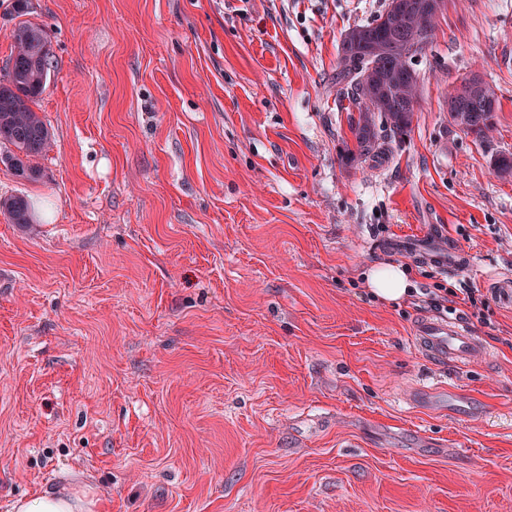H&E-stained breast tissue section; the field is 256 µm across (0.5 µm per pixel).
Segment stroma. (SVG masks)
Masks as SVG:
<instances>
[{
    "instance_id": "1",
    "label": "stroma",
    "mask_w": 512,
    "mask_h": 512,
    "mask_svg": "<svg viewBox=\"0 0 512 512\" xmlns=\"http://www.w3.org/2000/svg\"><path fill=\"white\" fill-rule=\"evenodd\" d=\"M50 45L39 176L0 163V512L58 486L92 512H512V0H446L415 61L412 128L343 159L345 31L386 0H32ZM496 89L485 142L445 97ZM437 269L381 243L432 230ZM457 303L486 352L434 364L422 310L368 269ZM0 208L13 224L31 223L32 207L26 197L14 196L1 199ZM387 245L403 253L418 255L445 270H457L466 259V252L453 242H446L441 232L433 231L430 240L424 244L410 245L397 238H388ZM366 284L373 294L390 301L407 297L411 285L404 269L388 264L372 268L366 275Z\"/></svg>"
}]
</instances>
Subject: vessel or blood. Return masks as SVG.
<instances>
[{
	"instance_id": "1",
	"label": "vessel or blood",
	"mask_w": 512,
	"mask_h": 512,
	"mask_svg": "<svg viewBox=\"0 0 512 512\" xmlns=\"http://www.w3.org/2000/svg\"><path fill=\"white\" fill-rule=\"evenodd\" d=\"M390 248L417 255L445 270L460 269L466 257L464 249L435 232L424 244L411 245L400 239H388ZM414 343L431 362L462 365L485 350L481 337L465 326L461 318H424L414 329Z\"/></svg>"
}]
</instances>
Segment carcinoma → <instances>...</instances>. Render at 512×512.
<instances>
[{
  "label": "carcinoma",
  "instance_id": "carcinoma-1",
  "mask_svg": "<svg viewBox=\"0 0 512 512\" xmlns=\"http://www.w3.org/2000/svg\"><path fill=\"white\" fill-rule=\"evenodd\" d=\"M415 18L405 29H383L382 15L348 29L341 39L336 72V97L348 101L345 110L356 112L350 122L355 149L347 159L355 164L390 151L393 141L410 131L419 93L413 60L433 43L436 16L427 0H414ZM17 52L9 60L7 78L0 80V143L14 151L0 160L16 176L36 179V160L50 143L51 132L33 109L51 78L52 62L45 31L29 21L13 32ZM498 104L495 89L481 83V95L459 103L449 113L451 123L477 141L489 137L495 113L486 104ZM0 209L13 224L31 223L32 207L24 196L0 201Z\"/></svg>",
  "mask_w": 512,
  "mask_h": 512
}]
</instances>
